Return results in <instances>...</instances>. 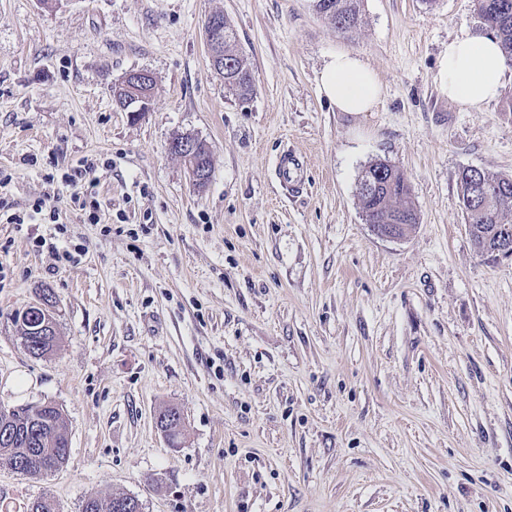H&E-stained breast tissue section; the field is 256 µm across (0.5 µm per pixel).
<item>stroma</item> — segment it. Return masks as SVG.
<instances>
[{
	"label": "stroma",
	"mask_w": 512,
	"mask_h": 512,
	"mask_svg": "<svg viewBox=\"0 0 512 512\" xmlns=\"http://www.w3.org/2000/svg\"><path fill=\"white\" fill-rule=\"evenodd\" d=\"M215 11L248 100L211 64ZM486 32L474 0H364L349 35L312 0H0V405L54 402L69 440L48 476L0 460V512L113 493L144 512H512V261L476 251L457 184L512 175V66L478 111L439 87L449 41ZM339 51L379 76L374 111L320 94ZM134 70L156 81L142 114L113 95ZM179 134L210 149L205 188ZM287 149L308 164L295 196ZM377 157L419 216L398 241L359 205ZM86 159L95 224L69 179ZM47 289L60 341L35 358L15 316ZM213 30L222 33L224 29V41L221 48L224 59L220 53L211 55L212 65L216 68L224 65V71H218L224 77V87L238 100L245 101L254 93V76L246 62L236 49V33L228 19L224 16V28L220 26V19L212 20ZM201 143L198 138L183 134L174 137L169 144L171 151L185 161L189 175L197 186H202L206 182L207 175L202 156L199 155ZM305 161L294 151H283L276 163V174L289 194L298 193L304 185ZM158 419L160 424H163L167 431L166 436L170 445L174 448L178 447V439L183 427V417L179 409L176 407H169L160 413Z\"/></svg>",
	"instance_id": "obj_1"
}]
</instances>
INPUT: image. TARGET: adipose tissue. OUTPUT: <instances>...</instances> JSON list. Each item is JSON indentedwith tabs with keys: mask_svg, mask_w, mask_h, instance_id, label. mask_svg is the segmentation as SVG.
<instances>
[{
	"mask_svg": "<svg viewBox=\"0 0 512 512\" xmlns=\"http://www.w3.org/2000/svg\"><path fill=\"white\" fill-rule=\"evenodd\" d=\"M504 58L495 38L467 37L449 41L439 63L442 92L460 109L477 111L500 95ZM322 95L340 112H371L384 96L375 71L358 55L339 51L318 77Z\"/></svg>",
	"mask_w": 512,
	"mask_h": 512,
	"instance_id": "1",
	"label": "adipose tissue"
}]
</instances>
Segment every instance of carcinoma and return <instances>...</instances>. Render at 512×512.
<instances>
[{"label": "carcinoma", "mask_w": 512, "mask_h": 512, "mask_svg": "<svg viewBox=\"0 0 512 512\" xmlns=\"http://www.w3.org/2000/svg\"><path fill=\"white\" fill-rule=\"evenodd\" d=\"M478 14L484 25L497 39L505 61L512 62V0H477ZM315 10L330 20L339 30L350 31L361 22L362 0H313ZM224 87L237 99L246 101L254 93V76L236 49V33L229 21H224ZM480 185L485 189L491 209L481 213L463 210L465 223L473 226L470 235L477 251L484 250L495 240V229L501 224L512 227V200H501L499 189H511L512 176L480 170ZM362 213L379 224H395L406 233L419 223V216L410 201V185L405 174L381 158L371 160L362 170L357 184ZM24 349L41 357L57 344V331L38 330L31 321L19 316ZM166 436L174 448L179 445L183 417L179 409L169 407L159 415ZM69 457L65 417L52 402L26 404L6 408L0 406V458L26 476L43 477L61 470ZM128 495L91 496L82 512H135L126 504Z\"/></svg>", "instance_id": "1"}]
</instances>
